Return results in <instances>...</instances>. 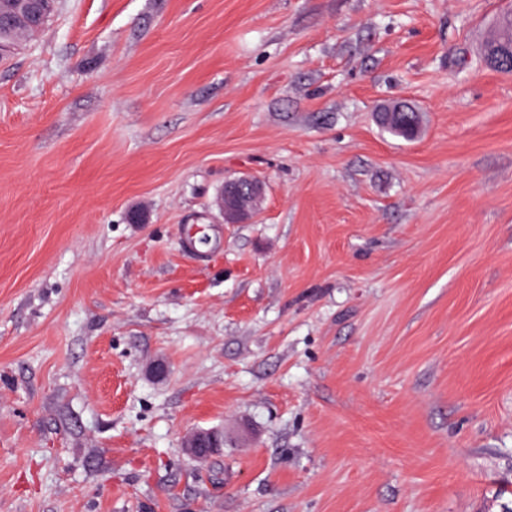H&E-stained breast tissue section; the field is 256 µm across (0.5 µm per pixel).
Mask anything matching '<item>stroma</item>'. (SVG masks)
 <instances>
[{"label":"stroma","instance_id":"1","mask_svg":"<svg viewBox=\"0 0 512 512\" xmlns=\"http://www.w3.org/2000/svg\"><path fill=\"white\" fill-rule=\"evenodd\" d=\"M506 3L60 0L0 64V512H512ZM511 11L512 10H507L499 17L507 31H502L499 28L497 20L494 34L486 40L483 46V55L488 64H490L495 57L501 55L512 56ZM413 106V105H412ZM413 108L417 111L415 112L412 108L408 107V112H406V105L402 103H397L392 107L388 108L386 112H382L386 118L390 119L392 117H397L400 113L399 119L390 122L388 124L382 121V117H380L379 113H376V119L378 124L385 129L389 134L397 137H402L407 140L415 139L414 136L416 133L420 132V114L418 110L413 106ZM403 112V113H402ZM242 186H248L252 190H257L260 192L264 191L263 184L254 178H238L225 182L224 191L219 197L218 207L222 214L224 215L226 211L225 199L228 197L229 193H234L240 189ZM246 187L242 191L235 194L230 200L229 209H234L229 212L228 218L231 217V214L235 210L246 209V210H257L260 205L263 197L261 194H257ZM181 448L192 459L203 462L224 448L223 429H201L183 437Z\"/></svg>","mask_w":512,"mask_h":512}]
</instances>
